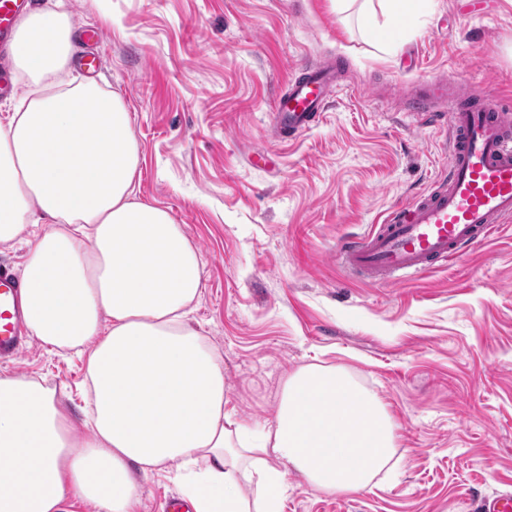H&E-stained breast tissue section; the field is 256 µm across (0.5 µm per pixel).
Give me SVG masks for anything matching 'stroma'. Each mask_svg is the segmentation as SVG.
Masks as SVG:
<instances>
[{
	"label": "stroma",
	"instance_id": "1",
	"mask_svg": "<svg viewBox=\"0 0 512 512\" xmlns=\"http://www.w3.org/2000/svg\"><path fill=\"white\" fill-rule=\"evenodd\" d=\"M99 27L100 86L131 114L138 199L169 212L197 250L193 326L224 363L228 406L273 424L298 369L340 368L391 417L392 474L357 493L290 473L283 512H481L512 494V223L434 272L387 287L344 275L338 240L368 232L428 186L444 152L402 121L398 93L453 71L512 99V0H428L395 50L364 16L384 0H65ZM337 62L343 91L320 123L275 138L273 104L301 64ZM265 148L266 168L253 167ZM87 358L32 341L0 376L55 388L76 421ZM137 512L181 494L170 466L140 477Z\"/></svg>",
	"mask_w": 512,
	"mask_h": 512
}]
</instances>
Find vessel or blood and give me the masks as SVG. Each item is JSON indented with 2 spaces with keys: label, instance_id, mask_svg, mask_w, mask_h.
<instances>
[{
  "label": "vessel or blood",
  "instance_id": "1",
  "mask_svg": "<svg viewBox=\"0 0 512 512\" xmlns=\"http://www.w3.org/2000/svg\"><path fill=\"white\" fill-rule=\"evenodd\" d=\"M30 0H0V95L10 88L12 32ZM97 28L85 30L74 56L87 72L100 64ZM335 62L307 65L292 79L271 114L277 137L310 130L338 95ZM404 115L419 127L436 128L446 139V165L430 186L389 208L368 234L336 246L344 271L374 286L415 278L487 241L512 222V115L495 98L462 89L444 73L402 91ZM28 345L22 282L0 266V361H14Z\"/></svg>",
  "mask_w": 512,
  "mask_h": 512
}]
</instances>
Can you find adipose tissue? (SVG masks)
I'll return each instance as SVG.
<instances>
[{"label":"adipose tissue","instance_id":"ef3b65f1","mask_svg":"<svg viewBox=\"0 0 512 512\" xmlns=\"http://www.w3.org/2000/svg\"><path fill=\"white\" fill-rule=\"evenodd\" d=\"M63 5L30 10L14 30L26 82L0 116V243L51 224L24 266L25 318L41 343L87 353L92 429L75 436L54 388L0 377V512H135L134 470L166 463L194 512H282L292 472L320 491L370 486L395 436L341 369L290 375L270 428L226 411L224 364L189 322L200 257L166 210L136 198L121 98L63 80Z\"/></svg>","mask_w":512,"mask_h":512}]
</instances>
